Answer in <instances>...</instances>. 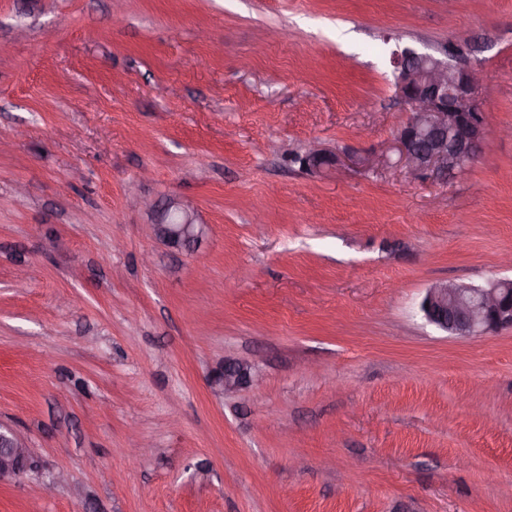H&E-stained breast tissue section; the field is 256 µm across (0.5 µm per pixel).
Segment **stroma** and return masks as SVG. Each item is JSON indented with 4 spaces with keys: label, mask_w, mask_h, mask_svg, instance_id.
I'll list each match as a JSON object with an SVG mask.
<instances>
[{
    "label": "stroma",
    "mask_w": 512,
    "mask_h": 512,
    "mask_svg": "<svg viewBox=\"0 0 512 512\" xmlns=\"http://www.w3.org/2000/svg\"><path fill=\"white\" fill-rule=\"evenodd\" d=\"M450 43L479 157L363 166L393 49ZM508 127L512 0H0V425L40 457L0 512H512V331L420 312L512 280ZM169 197L198 250L151 236ZM154 237L173 248L191 251L203 240L205 224H199L194 210L177 198L146 203ZM255 377L253 364L245 360L228 359L211 382L216 391L226 396L250 385Z\"/></svg>",
    "instance_id": "obj_1"
}]
</instances>
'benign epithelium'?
<instances>
[{"mask_svg": "<svg viewBox=\"0 0 512 512\" xmlns=\"http://www.w3.org/2000/svg\"><path fill=\"white\" fill-rule=\"evenodd\" d=\"M445 54L440 59L399 47L391 56L396 91L410 109L396 136V163L414 175H429L442 183L465 172L488 137L485 109L477 96L480 69L453 63L455 49ZM337 165L338 159L317 145L306 153V166L312 170ZM146 210L154 237L170 247L191 251L206 235L207 226L177 198L149 202ZM420 311L429 324L460 339L512 329V281L485 286L435 284L427 289ZM255 377L253 364L228 359L212 378V386L229 395L253 383ZM37 462L35 449L12 429L0 426V483L23 479L37 468Z\"/></svg>", "mask_w": 512, "mask_h": 512, "instance_id": "1", "label": "benign epithelium"}]
</instances>
